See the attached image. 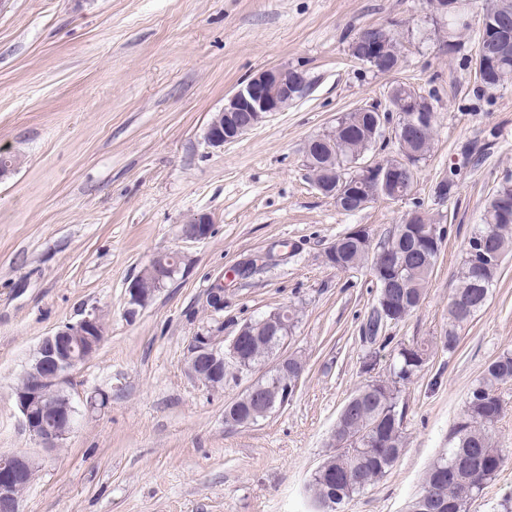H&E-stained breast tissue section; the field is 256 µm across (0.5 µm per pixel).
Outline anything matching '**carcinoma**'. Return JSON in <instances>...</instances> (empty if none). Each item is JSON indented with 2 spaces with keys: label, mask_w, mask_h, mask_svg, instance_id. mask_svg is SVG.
Masks as SVG:
<instances>
[{
  "label": "carcinoma",
  "mask_w": 512,
  "mask_h": 512,
  "mask_svg": "<svg viewBox=\"0 0 512 512\" xmlns=\"http://www.w3.org/2000/svg\"><path fill=\"white\" fill-rule=\"evenodd\" d=\"M512 25V0H486L478 19L477 44L492 42L495 28ZM385 38L384 63L404 62L403 34L389 26H381ZM489 68L494 80L483 85L487 90L512 80V52L499 59L482 57L478 69ZM403 141L402 147L417 155L418 161L426 160L432 150L436 120L428 118L419 122V115L404 112L397 117ZM365 119L358 110L344 113L336 121V133L324 134L317 139L312 151L306 155L309 171L326 178L328 170L336 172V180L353 174L352 163L360 162L374 148V141L364 134ZM512 200V182L505 181L485 206L482 224L472 234L477 238L497 227L489 239L488 250L497 255V262L478 266L470 250H465L458 271V285L454 297H465L479 312L486 304L490 288L496 282L504 258L512 252V221L499 222L500 201ZM420 225L439 226L436 245L422 255H410L405 224L396 225L394 231L377 246L359 242L346 246L344 261L352 268L369 267L374 270L381 250L392 244L396 262L400 266V289L403 315H409L425 295L446 237L441 219L423 214ZM472 316H461L454 303L448 306V335L440 337L442 347L454 351L459 342L458 329L468 324ZM279 339L264 336L260 343L248 345L244 356L255 366L270 358L278 349ZM418 353L402 346L398 349L390 373L389 395L378 394L367 383L359 386L353 396L356 402L345 414L340 437L355 438L356 446L345 453L332 450L327 458L336 464L325 473L316 474L309 481V491L314 499L335 500L341 507L352 498L374 486L399 460L405 447L403 421L405 410L401 405V388L418 375L424 365L415 361ZM512 382V352H506L490 361L470 389L460 419L451 432L453 446L444 450L428 469L422 491L437 490V496L449 501L443 512H466L468 503L481 494L498 474L503 462L502 449L495 439V428L503 415L502 400L498 394L501 386Z\"/></svg>",
  "instance_id": "obj_1"
}]
</instances>
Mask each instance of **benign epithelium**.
I'll list each match as a JSON object with an SVG mask.
<instances>
[{"mask_svg": "<svg viewBox=\"0 0 512 512\" xmlns=\"http://www.w3.org/2000/svg\"><path fill=\"white\" fill-rule=\"evenodd\" d=\"M381 39L367 37L363 42L351 47L359 57L371 62L378 74L386 76L390 71L377 57ZM309 79L302 70L274 66L265 69L245 81L224 102V107L214 113L204 130L205 142L213 148L240 140L248 132L276 112H284L295 100L307 93ZM395 161L384 163L370 159L356 165L361 178L371 185V194L359 195L354 190L336 191V185L312 180L313 186L322 194L333 198L341 211L352 205L363 208L370 204L372 196H385L391 200L404 198L401 189L406 183V175L416 161L400 153ZM212 219L207 213H195L183 224L182 235L189 241H202L211 234ZM358 239L364 243L370 240V231L357 226L336 239L325 254L326 261L338 270H344L338 257L346 239ZM183 254L159 253L143 269L128 287L126 314L133 319L138 310L145 307L165 281L180 272L187 264ZM377 281L385 284L387 290L380 293L378 309L381 315L395 323L401 320L397 315V293L392 290L396 279L391 268L381 266L375 270ZM264 327L270 334L282 331L280 344L288 340V312L277 309L266 316L244 323L227 346H222L214 336H195L189 348L188 373L199 383L209 388L224 387V367L230 363L239 364L240 371H251V366L242 355L253 329ZM104 339V329L100 313L91 310L78 322L67 324L56 332L44 337L37 346L31 363L23 371L15 388L16 405L23 416L31 436L45 448H56L76 428L78 409L68 390L71 373L91 358ZM270 369L284 380L285 394L281 397H266L261 388L263 378H258L237 400L225 410V421L239 425L253 421L255 417H266L276 407L282 408L291 401L300 384L304 369L296 365L291 357L277 355L271 360ZM250 404V415L240 418L239 407ZM37 472L36 461L18 453L0 457V512H20L18 488L28 483L31 475Z\"/></svg>", "mask_w": 512, "mask_h": 512, "instance_id": "benign-epithelium-1", "label": "benign epithelium"}]
</instances>
